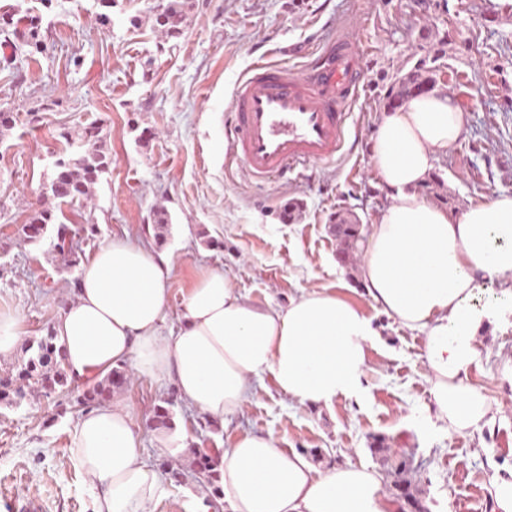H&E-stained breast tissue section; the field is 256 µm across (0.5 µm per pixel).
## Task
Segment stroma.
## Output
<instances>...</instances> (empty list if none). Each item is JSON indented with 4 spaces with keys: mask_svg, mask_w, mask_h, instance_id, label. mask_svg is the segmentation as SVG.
<instances>
[{
    "mask_svg": "<svg viewBox=\"0 0 512 512\" xmlns=\"http://www.w3.org/2000/svg\"><path fill=\"white\" fill-rule=\"evenodd\" d=\"M156 0H0L12 22L0 28V105L14 125L0 137V312L19 320L22 339L42 336L71 297L81 264L115 235L158 244L171 258L172 293L163 334L176 331L202 266L228 273L260 306L284 305L300 289H345L363 300L360 264L344 265L334 220L378 223L390 202L373 167L370 141L387 94L427 52L442 50L434 93L466 119L464 137L438 161L420 193L461 213L512 193V0H185L181 37L153 21ZM111 22L102 25L101 12ZM40 46L30 43L31 18ZM364 47L360 95L349 139L328 162L296 167L258 186L225 157L224 123L237 83L254 64L300 67L352 21ZM101 126L112 166L82 204L49 206L44 182L68 158L64 132ZM148 143H139L142 130ZM295 204L293 223L281 219ZM52 207L68 225L72 258L55 236L22 239L19 228ZM168 214L164 240L156 218ZM375 336L360 398L302 406L280 395L270 374L254 380L244 410L224 420L187 408L173 381L137 377L117 394L140 436L141 456L166 495L147 512H225L197 460L238 435L275 431L278 445L316 466L377 470L395 512H492L494 480L512 476V318L484 325L470 385L498 412L481 429L447 433L424 415L429 383L421 332L372 307ZM0 405V512H94L96 492L74 457L76 403L86 386ZM171 402L161 453L151 425ZM414 496L399 497L398 485Z\"/></svg>",
    "mask_w": 512,
    "mask_h": 512,
    "instance_id": "stroma-1",
    "label": "stroma"
}]
</instances>
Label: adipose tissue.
Masks as SVG:
<instances>
[{
    "label": "adipose tissue",
    "mask_w": 512,
    "mask_h": 512,
    "mask_svg": "<svg viewBox=\"0 0 512 512\" xmlns=\"http://www.w3.org/2000/svg\"><path fill=\"white\" fill-rule=\"evenodd\" d=\"M465 122L451 99L411 98L383 113L370 142L390 204L368 239L361 271L373 307L424 335L431 400L427 416L448 431L486 422L493 404L466 382L480 328L498 314L481 305L483 283L512 301V194L449 213L417 192ZM172 268L165 254L127 236L101 245L54 322L64 363L75 377L127 365L138 375L174 378L180 398L215 419L242 412L251 378L271 374L300 405H329L362 390L374 331L340 292L303 291L287 305L261 307L228 274L202 269L179 327L162 335ZM74 455L97 489L95 512H145L165 487L141 459L128 409L106 403L74 424ZM227 512H394L381 476L352 464L316 468L280 448L274 433H246L219 459Z\"/></svg>",
    "instance_id": "1"
}]
</instances>
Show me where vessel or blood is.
I'll list each match as a JSON object with an SVG mask.
<instances>
[{
  "mask_svg": "<svg viewBox=\"0 0 512 512\" xmlns=\"http://www.w3.org/2000/svg\"><path fill=\"white\" fill-rule=\"evenodd\" d=\"M362 58L359 42L344 31L303 67L259 63L239 81L225 137L250 180L264 183L296 166L335 159L360 93Z\"/></svg>",
  "mask_w": 512,
  "mask_h": 512,
  "instance_id": "obj_1",
  "label": "vessel or blood"
}]
</instances>
